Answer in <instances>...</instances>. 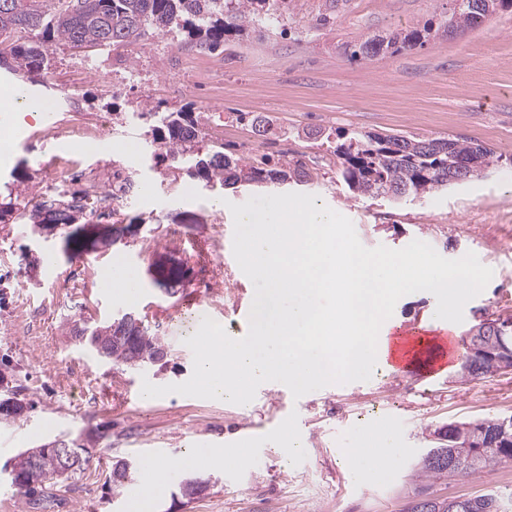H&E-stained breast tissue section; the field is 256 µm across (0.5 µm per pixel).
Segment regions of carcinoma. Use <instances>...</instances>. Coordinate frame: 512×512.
<instances>
[{
    "label": "carcinoma",
    "instance_id": "carcinoma-1",
    "mask_svg": "<svg viewBox=\"0 0 512 512\" xmlns=\"http://www.w3.org/2000/svg\"><path fill=\"white\" fill-rule=\"evenodd\" d=\"M441 27L452 26L457 33L481 25L487 15L470 7L471 0H453ZM279 0H0V70L43 82L57 48H120L138 43L150 30L156 34L174 31L200 50L224 46V36L242 35L248 30L279 18ZM433 31L427 24L410 32H393L382 37L359 38L345 47L352 60L371 61L383 53H399L421 47ZM139 118L152 121L146 133L152 137L155 156L171 161L174 168L191 178L222 188L236 185L267 187L295 183L305 185L310 175L299 161L286 157L267 160L259 168L221 150L202 151L203 115L186 110L142 111ZM342 160L341 177L355 196L412 201L448 188V168L464 170L470 181L485 175L497 159L487 147L459 138L407 137L404 135L361 134L336 144ZM105 201L96 190L58 192L48 195L23 189L0 195V223L22 222L33 235H41L47 224H85L87 217ZM511 324L500 318H486L478 325L497 328L474 343V353L463 372L471 380L501 373L500 360L512 354ZM77 340L91 336L105 351L103 360L128 365L133 361L153 364L164 348L146 326L120 328L114 323L84 325L73 329ZM471 433L468 448L457 447L452 435ZM434 462H419L415 469V496L407 512H512L493 490L456 502L427 493V482L452 476L475 477L512 462V416L455 422L447 431H433ZM28 451L18 454L11 469L21 477L15 485L27 507L39 505L44 490L70 478L83 465L62 471L57 455L48 451L37 460L40 485L28 483L31 474ZM134 468L119 461L112 469V485L123 486L132 479Z\"/></svg>",
    "mask_w": 512,
    "mask_h": 512
}]
</instances>
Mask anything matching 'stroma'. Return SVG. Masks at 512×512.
Returning <instances> with one entry per match:
<instances>
[{
    "instance_id": "stroma-1",
    "label": "stroma",
    "mask_w": 512,
    "mask_h": 512,
    "mask_svg": "<svg viewBox=\"0 0 512 512\" xmlns=\"http://www.w3.org/2000/svg\"><path fill=\"white\" fill-rule=\"evenodd\" d=\"M452 6V0H286L278 22L225 37L223 49L206 55L198 83L185 68L195 47L170 33L110 53L60 47L46 85L24 84L32 103L55 99L54 117H24L10 138H0V149L9 150L0 184L20 164L38 186L67 159L102 173L117 169L137 185L118 205L119 219L140 226L127 243L71 259L65 228L32 236L25 225L0 224V364L8 367L0 393L16 391L25 405L16 420L0 421V469L56 438H92L87 463L57 485L46 512H130L143 479L112 487L117 461L137 464L157 448L177 461L188 449L206 447L239 449L243 456L233 467L181 469L152 512H405L414 466L436 426L512 415V374L466 380L456 358L426 383L384 367L369 380L332 384L285 405L261 390L245 405L141 395L143 382L163 386L191 377L193 354L184 341L196 330L202 301L229 336L246 335L237 309L251 307L254 286L237 261L225 260L219 227L233 221L230 204L266 193L256 186L210 188L156 162L143 126L132 118L147 102L205 113L208 140L223 144L225 154L301 160L311 180L300 193L349 218L366 247L398 250L420 240L447 259L476 254L493 277L465 305L457 334L481 314L512 315V9L480 27L439 33L424 46L369 62L345 53L360 35L419 29L440 22ZM320 16L326 24H317ZM93 60L111 68V84L89 78L70 96L67 85ZM103 114L111 135L89 151L80 139L45 131L50 123L90 125ZM257 117L270 121L274 133L258 135ZM355 132L472 139L498 163L485 177L419 200L356 197L339 177L329 141ZM218 199L228 208L215 209ZM115 257L139 273L134 301L101 285ZM165 259L183 271L171 295L148 274ZM436 307L432 293H411L398 300L390 321L424 323ZM127 311L139 312L161 339L163 361L143 367L103 361L69 335L74 324L106 323ZM382 428L396 435L398 456L381 472L348 465L346 449L372 445ZM293 434L305 447L289 460L283 449ZM189 477L208 484L192 499L179 492ZM491 489L512 495V464L429 487L441 498Z\"/></svg>"
}]
</instances>
